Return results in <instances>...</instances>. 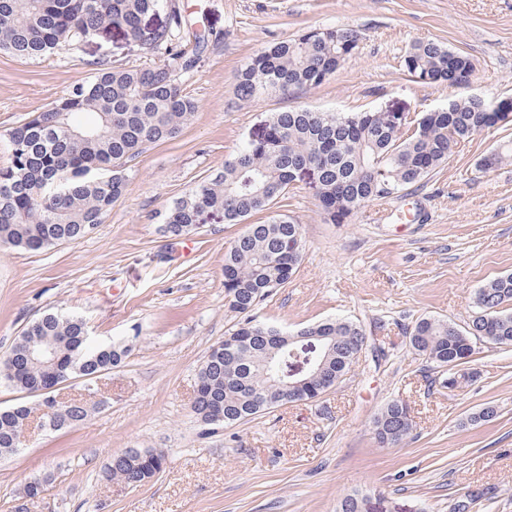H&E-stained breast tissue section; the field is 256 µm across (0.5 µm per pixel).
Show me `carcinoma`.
Returning a JSON list of instances; mask_svg holds the SVG:
<instances>
[{
  "label": "carcinoma",
  "instance_id": "1",
  "mask_svg": "<svg viewBox=\"0 0 512 512\" xmlns=\"http://www.w3.org/2000/svg\"><path fill=\"white\" fill-rule=\"evenodd\" d=\"M162 11L166 22L148 30L143 18ZM118 27L161 64L144 68L94 63L96 75L79 83L7 134L0 163V245L26 251L74 242L102 223L126 187L127 164L147 146L177 137L197 110L178 74L195 67L204 40L187 36V21L177 0H0V51L35 61L76 45L109 27ZM353 28L310 29L273 42L235 76L237 99L246 103L262 92L282 95L324 83L358 48ZM403 69L431 84L453 87L474 71L465 54L439 43L415 42ZM512 116V98L473 99L457 94L448 105L406 122L402 130L387 112H318L295 107L271 114L264 137L244 143L224 170L177 198L165 224L175 237L198 230L209 214L226 224H249L224 255V297L241 315L224 340L213 345L197 376L192 410L208 431L246 422L275 408V381L289 365L310 357L327 358L323 372L310 376L300 401L316 402L338 383L368 343L363 327L330 319L286 334L262 322L255 310L284 287L303 255L301 225L273 210L299 172L316 175L324 220L343 224L363 204L389 197L447 163L453 147ZM512 161L509 140L477 162L487 172ZM478 312L465 328L446 320L422 318L410 331L411 347L446 376L440 387L461 389L479 377L469 363L479 341L512 346V274L500 276L475 296ZM50 343L56 351L55 377L91 379L120 366L129 350L121 344L93 346L86 322L56 311L32 322L9 352L0 357V382L31 393L46 382L47 369L32 353ZM32 410L19 404L0 409V454L20 447ZM89 407L57 404L53 430L84 421ZM376 441L399 445L413 431L408 405L389 402L373 421ZM165 455L129 449L106 467L108 480L142 486L163 468ZM497 496L494 487L469 490L450 512H476ZM338 512H369L365 497L341 499Z\"/></svg>",
  "mask_w": 512,
  "mask_h": 512
}]
</instances>
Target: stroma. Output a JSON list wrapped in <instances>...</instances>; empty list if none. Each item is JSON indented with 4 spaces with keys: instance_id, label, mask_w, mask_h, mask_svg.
Listing matches in <instances>:
<instances>
[{
    "instance_id": "stroma-1",
    "label": "stroma",
    "mask_w": 512,
    "mask_h": 512,
    "mask_svg": "<svg viewBox=\"0 0 512 512\" xmlns=\"http://www.w3.org/2000/svg\"><path fill=\"white\" fill-rule=\"evenodd\" d=\"M204 40L184 92L197 103L172 140L149 145L129 164L122 197L85 238L39 252L0 246V355L45 311L86 320L91 336L126 345L125 362L86 389L61 383L59 399L88 403L85 421L59 432L31 416L25 442L0 456V512H336L342 497L371 498L377 512H449L482 487L498 496L485 512H512V347L481 344L473 385H432L426 357L409 344L423 317L463 326L478 288L512 274V163H476L512 140V122L457 146L447 164L403 196L365 203L345 224L324 223L316 189L296 180L277 211L302 226L305 250L290 281L257 309L291 332L329 318L360 323L364 350L319 401H295L251 421L204 433L192 412L198 372L210 348L238 321L224 299V254L244 225L208 221L189 240L163 231L170 204L214 177L274 112L376 110L418 115L446 105L447 87L405 72L417 40L468 55L471 94L512 97V0H178ZM350 26L357 51L334 76L294 96L237 100L234 76L264 46L310 28ZM148 67L164 56L118 29L34 62L0 53V143L11 127L91 80L94 60ZM404 400L413 432L379 447L372 423ZM492 405L496 416L469 417ZM129 448L165 455L140 487L103 476ZM38 480L41 499L25 489Z\"/></svg>"
}]
</instances>
